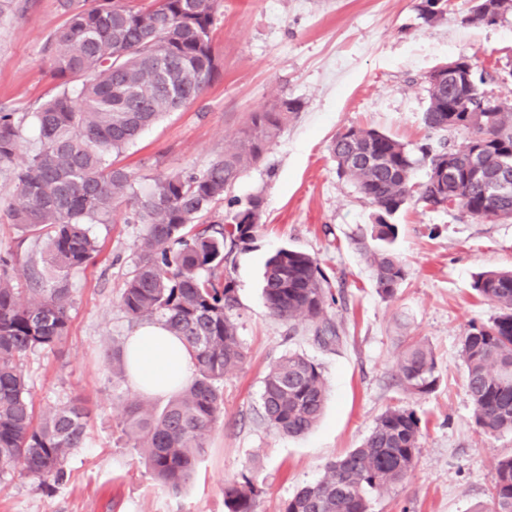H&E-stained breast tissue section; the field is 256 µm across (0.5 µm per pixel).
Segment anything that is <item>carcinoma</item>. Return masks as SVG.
Masks as SVG:
<instances>
[{
	"mask_svg": "<svg viewBox=\"0 0 512 512\" xmlns=\"http://www.w3.org/2000/svg\"><path fill=\"white\" fill-rule=\"evenodd\" d=\"M215 0H151L146 7L114 0H61L67 19L45 45L58 91L31 113L40 147L18 161L20 122L0 112V164H13L16 201L7 207L24 238L45 241L41 260L51 272L44 284L28 266L27 287L14 274L18 255L0 256V471L20 469L44 483L60 484L68 456L83 447L88 411L79 400L35 421L23 369L32 353L52 349L67 336L73 303L72 276L99 252L93 224H106L125 204L143 225L137 259L120 296L129 322L159 321L179 337L195 362V374L155 411L139 400L119 398L117 427L141 450L152 476L177 493L206 451L223 405L221 383L245 360L232 317L236 304L224 262L253 239L263 215V198L246 203L230 191L258 163L302 109L281 97L253 112L234 143L202 172L184 171L152 179L146 190L114 166L112 155L135 144L164 116L196 101L219 73L210 30ZM512 0H474L467 25L492 24ZM432 24L444 13L441 0H420ZM473 82L451 77L428 87L423 115L432 131L464 135L454 150L407 147L375 129L351 127L334 139L338 173L376 208L368 253L377 292L393 296L405 273L386 248L398 236L391 218L412 198L439 208L448 191L457 206L478 218L512 221V106ZM428 166L426 180L413 183L415 168ZM448 165V189L435 175ZM225 203L224 221L209 219ZM264 299L269 312L288 323L316 325L324 346L339 341L326 317L333 297L329 278L311 255L281 248L267 261ZM473 290L498 313L471 323L461 337L467 391L474 422L483 432L512 431V269L477 274ZM430 349L415 341L397 363L400 385L414 394L437 384ZM127 375L125 348H112V377ZM327 398L321 367L296 354L281 356L263 380V419L288 436L307 433L320 419ZM420 423L412 408L384 411L357 448L330 464L316 483L303 487L280 512H369V493L403 482L415 466ZM260 490L242 472L224 484L226 512H255ZM487 512H512V456L497 465Z\"/></svg>",
	"mask_w": 512,
	"mask_h": 512,
	"instance_id": "obj_1",
	"label": "carcinoma"
}]
</instances>
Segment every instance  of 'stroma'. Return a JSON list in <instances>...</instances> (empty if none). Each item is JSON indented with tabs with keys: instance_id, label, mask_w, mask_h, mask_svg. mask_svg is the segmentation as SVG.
Returning a JSON list of instances; mask_svg holds the SVG:
<instances>
[{
	"instance_id": "35a3bbf8",
	"label": "stroma",
	"mask_w": 512,
	"mask_h": 512,
	"mask_svg": "<svg viewBox=\"0 0 512 512\" xmlns=\"http://www.w3.org/2000/svg\"><path fill=\"white\" fill-rule=\"evenodd\" d=\"M419 0H217L211 40L219 73L203 96L171 113L117 155L141 186L172 171L205 170L236 137L251 112L279 97L300 100L264 159L248 168L232 196L264 198L252 241L230 255L232 311L246 351L225 376L224 405L206 455L179 494L158 485L115 424L118 395L135 396L130 382L112 391V342L130 327L119 298L137 258L142 225L129 207L92 227L100 250L72 277L73 306L65 339L30 355L26 371L37 413L81 398L88 410L85 447L65 464L61 485L19 472L0 473V512H224V484L249 470L263 494L256 512H279L327 466L362 444L391 407L413 408L421 447L399 485L373 494L370 512H476L488 506L498 461L512 455V432L477 430L466 387L460 341L470 322L495 307L472 289L475 273L512 268V222L479 219L460 208L410 202L393 221L391 246L405 280L394 297L372 281L368 250L375 210L337 173L331 144L352 126L373 128L410 150L424 143L462 145L461 135L427 130V76L440 64L468 56L483 71L482 89L512 101V82L497 78L512 63V12L496 23L468 26L469 0H452L444 17L426 23ZM60 0H27L0 15V107L23 117L21 153L39 146L28 113L57 91L48 34L63 23ZM15 197L11 170L0 168V252L18 251L20 231L7 205ZM288 247L315 257L336 297L326 313L341 339L325 348L314 325L291 326L272 316L262 287L267 259ZM432 349L438 382L413 394L395 378L407 344ZM289 352L318 363L328 386L320 422L290 437L261 416L260 394L271 365Z\"/></svg>"
}]
</instances>
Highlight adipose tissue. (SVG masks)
<instances>
[{"mask_svg":"<svg viewBox=\"0 0 512 512\" xmlns=\"http://www.w3.org/2000/svg\"><path fill=\"white\" fill-rule=\"evenodd\" d=\"M125 357L134 388L151 397L174 393L195 371L186 347L160 323L139 326L127 336Z\"/></svg>","mask_w":512,"mask_h":512,"instance_id":"ef3b65f1","label":"adipose tissue"}]
</instances>
